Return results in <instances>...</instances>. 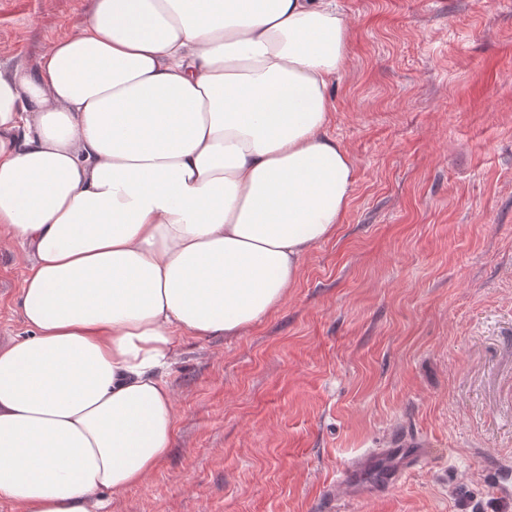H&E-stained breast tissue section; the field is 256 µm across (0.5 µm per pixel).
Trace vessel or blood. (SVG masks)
<instances>
[{
    "label": "vessel or blood",
    "instance_id": "obj_1",
    "mask_svg": "<svg viewBox=\"0 0 512 512\" xmlns=\"http://www.w3.org/2000/svg\"><path fill=\"white\" fill-rule=\"evenodd\" d=\"M426 457L422 441L398 435L390 440L387 447L367 452L348 462L340 482L355 497L386 491Z\"/></svg>",
    "mask_w": 512,
    "mask_h": 512
}]
</instances>
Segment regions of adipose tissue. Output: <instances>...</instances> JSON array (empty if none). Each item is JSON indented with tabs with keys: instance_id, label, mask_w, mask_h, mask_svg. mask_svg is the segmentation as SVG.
Listing matches in <instances>:
<instances>
[{
	"instance_id": "adipose-tissue-1",
	"label": "adipose tissue",
	"mask_w": 512,
	"mask_h": 512,
	"mask_svg": "<svg viewBox=\"0 0 512 512\" xmlns=\"http://www.w3.org/2000/svg\"><path fill=\"white\" fill-rule=\"evenodd\" d=\"M336 0H95L0 70V232L30 269L0 345V503L112 512L172 446L182 336L276 311L356 169L327 135Z\"/></svg>"
}]
</instances>
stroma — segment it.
I'll return each instance as SVG.
<instances>
[{
    "instance_id": "35a3bbf8",
    "label": "stroma",
    "mask_w": 512,
    "mask_h": 512,
    "mask_svg": "<svg viewBox=\"0 0 512 512\" xmlns=\"http://www.w3.org/2000/svg\"><path fill=\"white\" fill-rule=\"evenodd\" d=\"M93 0H0V69L34 66ZM329 129L356 181L270 317L180 338L175 437L112 512H512V0H339ZM28 260L0 244V342ZM432 450L352 499L341 465L395 432Z\"/></svg>"
}]
</instances>
